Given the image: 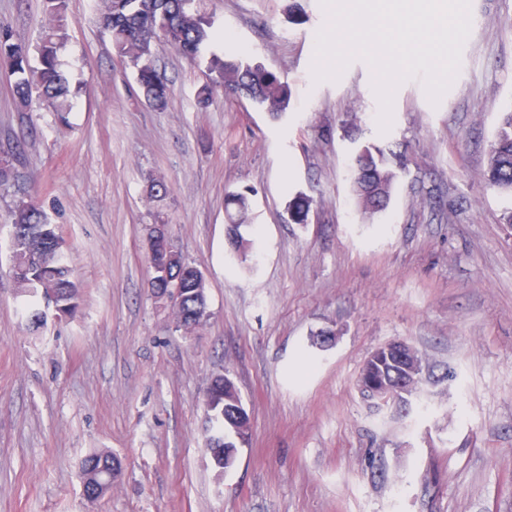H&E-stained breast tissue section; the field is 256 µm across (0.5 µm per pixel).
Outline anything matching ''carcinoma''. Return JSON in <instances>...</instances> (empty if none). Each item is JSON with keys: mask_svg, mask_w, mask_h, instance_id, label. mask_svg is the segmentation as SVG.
<instances>
[{"mask_svg": "<svg viewBox=\"0 0 512 512\" xmlns=\"http://www.w3.org/2000/svg\"><path fill=\"white\" fill-rule=\"evenodd\" d=\"M48 17L38 49V65L30 62L28 47L14 39L11 32L0 30V60L8 65L13 76L15 99L22 107L30 106L33 97L50 104L71 94L69 82L59 68L58 50L66 38V0H45ZM100 21L112 37L116 54L132 69L140 92L155 110L166 108L169 99L167 83L158 78L154 64V43L162 40L184 56L196 60L218 40L207 0H102ZM210 82L199 92L201 101L209 100L218 88L241 94L266 107L274 119L287 109L290 94L277 78L259 63L232 57L212 55L209 62ZM13 157L0 158V187L14 180ZM396 173L384 153L369 147L357 150L351 174L353 192L365 214L384 211L390 200ZM482 178L486 186L512 196V109L502 113L498 131L490 144L487 167ZM311 201L305 197L293 199L289 205L292 221L304 224ZM228 214L226 234L240 263L248 261L250 240L244 236L247 222L248 197L244 192H229L225 197ZM11 263L15 288L22 293L42 291L55 297L58 311L71 314L77 308L78 287L71 280L65 264L43 266L45 252L61 254L62 236L59 226L51 223L34 203L18 199L10 211ZM166 250L158 244L150 258L149 288L154 294L166 287L163 271ZM180 300L174 304L176 323L186 329L200 325L207 316V286L202 273L191 264L184 265ZM415 349L404 357L391 359L375 354L363 367L367 386L398 379L408 365L419 364ZM210 406L209 419L213 434L208 450L216 467L226 471L233 467L238 445L248 441L250 418L234 383L224 376L214 378L206 391ZM110 451L91 453L82 463L81 471L94 475L103 466L112 465Z\"/></svg>", "mask_w": 512, "mask_h": 512, "instance_id": "obj_1", "label": "carcinoma"}]
</instances>
